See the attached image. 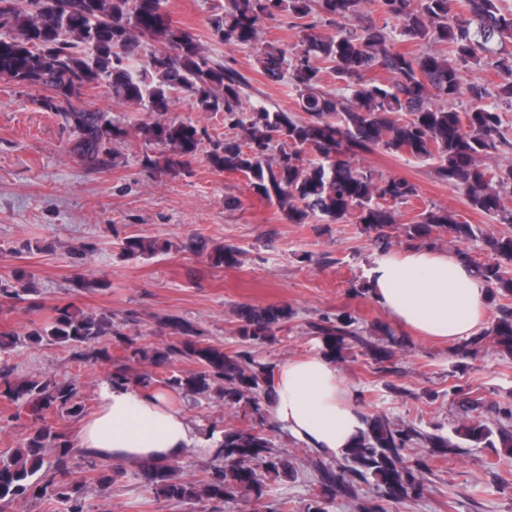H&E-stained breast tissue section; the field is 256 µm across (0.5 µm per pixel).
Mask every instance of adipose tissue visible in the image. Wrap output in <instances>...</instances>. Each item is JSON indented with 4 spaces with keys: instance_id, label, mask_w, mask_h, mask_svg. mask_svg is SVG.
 Here are the masks:
<instances>
[{
    "instance_id": "ef3b65f1",
    "label": "adipose tissue",
    "mask_w": 512,
    "mask_h": 512,
    "mask_svg": "<svg viewBox=\"0 0 512 512\" xmlns=\"http://www.w3.org/2000/svg\"><path fill=\"white\" fill-rule=\"evenodd\" d=\"M373 299L395 320L424 335L456 341L478 335L487 318V289L456 253L409 248L375 261ZM355 394L320 355L293 359L275 376L270 405L276 424L313 452L341 455L363 429ZM199 433L169 392L103 388L79 445L100 460L138 465L176 461L197 451Z\"/></svg>"
}]
</instances>
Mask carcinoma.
<instances>
[{
  "mask_svg": "<svg viewBox=\"0 0 512 512\" xmlns=\"http://www.w3.org/2000/svg\"><path fill=\"white\" fill-rule=\"evenodd\" d=\"M360 2L224 0L221 11L209 19L216 40L253 50L267 83L291 85L303 117L272 111L259 100L243 106L249 80L176 26L166 0H0V77L51 92L40 104L72 130L70 152L89 169L111 167L114 144L126 139L128 130L108 111L74 105L82 96L72 92L76 79L87 88L105 85L117 98L153 116L139 132L145 145L155 149L146 162L160 173L187 170L203 150L204 131L166 117L177 96L192 99L199 112L224 113L230 134L209 140L210 165L243 176L290 224H306L315 216L331 223L352 219L363 225L384 255L393 247L391 230L404 209L416 212L398 244L434 248L446 239L488 287L494 309L490 327L456 347L459 369H465V360L476 356L487 338L498 351L512 355V304L503 303L512 301V233L484 236L486 255L481 260L465 249L476 238L473 225L434 207L417 209L418 185L362 164L377 148L432 160L438 177L462 191L472 209L512 225V163L495 168L481 163L509 144L501 108L512 109V4L374 0L373 14L363 17ZM281 16L296 31L289 50L258 39L261 26ZM323 21L333 28L331 33L318 32ZM482 58L496 59L499 81L492 92L465 80L470 65ZM382 73L390 75L389 81L380 80ZM326 74L336 79L338 88H322ZM156 249L155 242L143 237L124 243L132 256ZM181 249L206 252L217 267L238 264L239 251L229 244L209 249L189 236ZM29 292L30 281L19 270L12 283L0 285V303L22 302ZM234 314V334L253 345L276 339L293 316L286 303H243ZM357 324L352 313L342 311L320 316L309 330L320 339L322 355L333 361L356 348L373 361L377 372L397 373L393 359L406 347L405 338L382 324L376 337L362 336ZM163 327L172 335L171 342L164 347L144 345L116 327L112 313H80L65 305L56 307L50 321L28 339L68 347L84 368L111 363L105 377L111 388L146 390L159 384L175 394L194 396L221 386L224 406L244 407L250 420L244 427L224 428L204 478L186 482L177 476L176 467L153 461L141 464L138 475L156 497L168 501L266 507L270 488L265 477L288 481L296 475L287 453L273 447L266 426L276 365L257 362L248 351H226L206 342L179 316L166 317ZM112 341L118 348L115 355L108 347ZM180 360L197 369L176 370ZM139 364L151 370L137 375L134 366ZM456 393L462 395L461 415L450 434L424 431L383 413L363 416L365 428L336 467L309 460L320 490L301 512H328L329 504L356 497L362 484L372 487L373 498L361 504V512H389L396 504L422 497L431 468L428 460L410 455L419 446L438 457L462 448H502L511 457L512 430L503 424L491 426L483 411L509 422L512 401L487 405L460 388ZM0 402L16 409L8 420L22 413L28 419L21 446L11 459L0 461V512L27 493L48 509L62 505L64 512H91L73 475L84 470L110 484L124 474L120 467L74 448L52 425L55 417L85 414L80 373L61 380H18L3 364ZM50 448L55 455L48 462Z\"/></svg>",
  "mask_w": 512,
  "mask_h": 512,
  "instance_id": "carcinoma-1",
  "label": "carcinoma"
}]
</instances>
